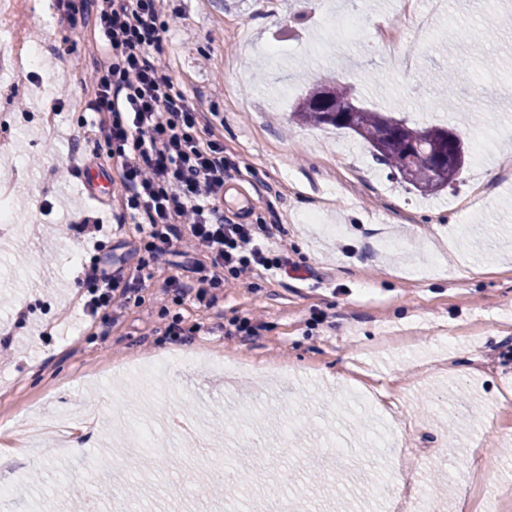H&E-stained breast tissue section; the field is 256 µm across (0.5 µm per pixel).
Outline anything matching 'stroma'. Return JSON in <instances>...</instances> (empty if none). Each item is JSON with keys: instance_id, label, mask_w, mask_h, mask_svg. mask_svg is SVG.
<instances>
[{"instance_id": "1", "label": "stroma", "mask_w": 512, "mask_h": 512, "mask_svg": "<svg viewBox=\"0 0 512 512\" xmlns=\"http://www.w3.org/2000/svg\"><path fill=\"white\" fill-rule=\"evenodd\" d=\"M399 53L350 40L329 12L362 30L396 20L398 0H165L162 58L174 83L218 128L253 201L248 223L284 225L306 269L225 277L208 307L177 300L182 268L152 271L118 319L82 313L78 274L93 258L134 265L135 226L78 242L76 212L111 223L107 202L58 167L105 153L91 82L105 55L92 30L49 0H16L0 26L61 60L0 88L11 156L44 157L0 234V512H47L94 500L127 512H387L377 497L396 457L434 512H512V0L474 10L445 0ZM483 49H470L472 38ZM321 80L367 108L422 123L449 113L469 149L459 181L427 197L389 177L348 131L293 123V103ZM72 88L41 124L43 100ZM259 315L257 335H228ZM195 336L164 335L172 317ZM271 387L249 390L270 367Z\"/></svg>"}]
</instances>
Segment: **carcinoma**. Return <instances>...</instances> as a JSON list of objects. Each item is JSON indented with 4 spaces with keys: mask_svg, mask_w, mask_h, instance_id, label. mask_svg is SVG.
<instances>
[{
    "mask_svg": "<svg viewBox=\"0 0 512 512\" xmlns=\"http://www.w3.org/2000/svg\"><path fill=\"white\" fill-rule=\"evenodd\" d=\"M341 99L332 97L320 101L319 85H314L293 105V117L305 125L329 124L345 129L364 140L370 147L372 159L401 175L402 170L410 168L417 173H432L435 186L425 191L427 195H436L445 188L457 183L467 161H458L456 169L438 167L437 154L454 159L456 145L444 137L447 125L419 126L405 119H397L384 112L362 108L360 129L346 124L331 123L328 116L342 108Z\"/></svg>",
    "mask_w": 512,
    "mask_h": 512,
    "instance_id": "1",
    "label": "carcinoma"
}]
</instances>
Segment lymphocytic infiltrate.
Instances as JSON below:
<instances>
[{"label":"lymphocytic infiltrate","instance_id":"lymphocytic-infiltrate-1","mask_svg":"<svg viewBox=\"0 0 512 512\" xmlns=\"http://www.w3.org/2000/svg\"><path fill=\"white\" fill-rule=\"evenodd\" d=\"M164 0H56L73 25L93 24L110 49L96 70L88 111L97 116L106 156L121 189V218L137 224L146 259L84 271L85 316L114 320L145 280L146 270L188 248L190 281L172 279L176 296L211 303L225 275L240 279L263 269L283 279L301 267L288 255L278 224H244L224 215V178L236 163L157 56L169 24Z\"/></svg>","mask_w":512,"mask_h":512}]
</instances>
